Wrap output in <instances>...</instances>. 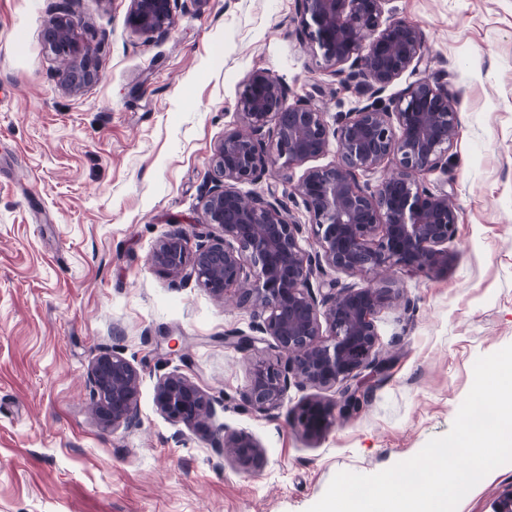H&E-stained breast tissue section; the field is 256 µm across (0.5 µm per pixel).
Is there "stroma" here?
Here are the masks:
<instances>
[{"label": "stroma", "mask_w": 512, "mask_h": 512, "mask_svg": "<svg viewBox=\"0 0 512 512\" xmlns=\"http://www.w3.org/2000/svg\"><path fill=\"white\" fill-rule=\"evenodd\" d=\"M58 0H0V512H307L341 471L374 474L445 435L478 357L512 344V0H389L416 26L459 112L448 168L425 185L457 212L440 273L398 272L404 298L375 317L393 361L359 409L312 443L293 422L312 389L243 409L246 355L225 330L247 308L150 266L172 225L203 229L212 156L238 125L255 70L328 114L361 96L301 32L300 0H178L164 37L133 32L129 0H79L100 80L65 91L42 33ZM118 350L141 374L138 428L95 415L92 360ZM179 372L219 407L214 427L254 438L260 471L218 458L207 434L162 416ZM512 464L457 512H493Z\"/></svg>", "instance_id": "obj_1"}]
</instances>
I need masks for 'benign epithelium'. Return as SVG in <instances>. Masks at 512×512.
Segmentation results:
<instances>
[{"label": "benign epithelium", "instance_id": "7a95c632", "mask_svg": "<svg viewBox=\"0 0 512 512\" xmlns=\"http://www.w3.org/2000/svg\"><path fill=\"white\" fill-rule=\"evenodd\" d=\"M65 0L43 29L47 48L64 62L61 85L79 92L101 78ZM127 21L137 33L165 36L175 0H129ZM389 0H301L302 29L325 69L338 82L363 90L365 103L333 120L311 97L289 100L272 74L256 70L237 99L239 127L224 133L214 157L215 177L201 194L205 223L190 248L182 227L173 229L150 256L171 281H195L216 297L237 292L250 309V332H224V347L255 356L244 400L254 411L276 409L289 381L318 390L337 389L341 401L313 397L294 415L302 434L322 439L336 409L359 404L361 374L384 373L390 358L378 349L374 318L403 298L398 270L429 273L448 266V241L457 217L448 193L430 191L420 178L448 166L458 112L448 90L425 76L397 96L386 88L411 69L428 68L422 34L386 15ZM336 142V160L304 171L288 198L310 214L319 244L301 246L306 225L286 217L288 204L269 185L245 194L242 184L287 172L325 155ZM383 170L376 184L358 173ZM373 273L362 287L341 283L330 272ZM318 280L312 286L311 280ZM330 339L323 340L322 326ZM95 412L112 427L139 425L140 372L119 351H104L87 373ZM157 410L194 431H208L215 401L183 375L172 372L156 385ZM213 448L246 471L262 466L260 445L224 428Z\"/></svg>", "mask_w": 512, "mask_h": 512}]
</instances>
